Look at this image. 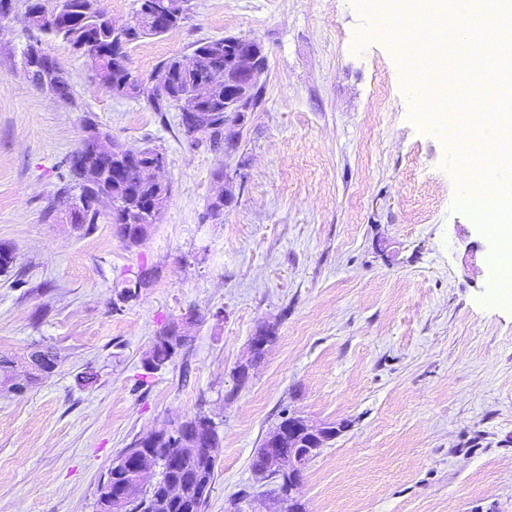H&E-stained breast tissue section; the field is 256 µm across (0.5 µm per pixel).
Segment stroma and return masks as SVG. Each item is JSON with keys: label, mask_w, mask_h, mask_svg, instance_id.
Masks as SVG:
<instances>
[{"label": "stroma", "mask_w": 512, "mask_h": 512, "mask_svg": "<svg viewBox=\"0 0 512 512\" xmlns=\"http://www.w3.org/2000/svg\"><path fill=\"white\" fill-rule=\"evenodd\" d=\"M25 5L0 20V245L15 256L0 270V356L39 347L58 364L0 386V512H100L124 448L200 412L219 434L203 512L241 497L279 512L251 459L286 411L347 424L307 468L305 512H512V304L372 0H191L178 27L128 46L145 79L201 41L263 45V101L229 154L188 138L176 108L109 93ZM36 42L69 99L26 77ZM90 123L165 157L170 197L140 245L104 221L75 228L55 201ZM227 170L235 200L214 218ZM188 317L190 343L145 370L155 337ZM261 326L275 339L237 383Z\"/></svg>", "instance_id": "stroma-1"}]
</instances>
